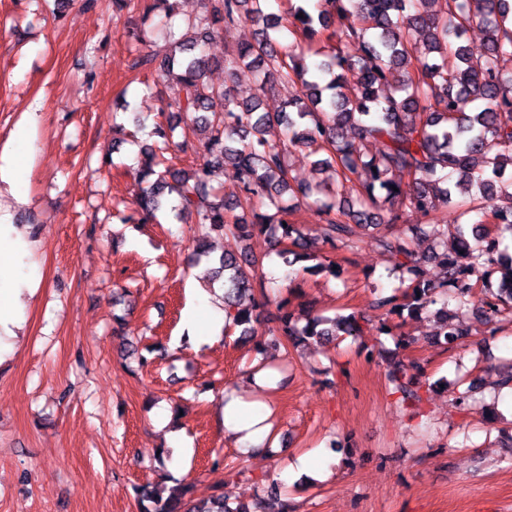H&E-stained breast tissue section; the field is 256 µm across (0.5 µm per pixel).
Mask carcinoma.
<instances>
[{"mask_svg": "<svg viewBox=\"0 0 512 512\" xmlns=\"http://www.w3.org/2000/svg\"><path fill=\"white\" fill-rule=\"evenodd\" d=\"M177 0H153L146 12H159L165 46L138 61V65L173 76L180 85L174 110L156 115L152 143L139 145L137 173L146 188L139 208L144 218L167 208L179 216L196 212V256L209 254L213 232L236 234L244 240L254 230L279 234V243H291L294 265L303 258V235L288 222L283 196L313 199L325 215L324 239L350 241L354 225L396 224L409 211L422 217L435 214L439 204L452 203V177L470 186L462 215L475 214L471 227L456 225L453 251L420 257L386 236L376 245L404 255L399 285L390 295H379L376 305L390 315L419 317L439 304L442 326L436 335L454 343L469 335L473 320L493 323L501 308L512 309V254L503 240L487 230L500 224L512 231V73L502 64L512 62V0H316L312 14L298 5L282 16L269 11L270 0H205V11L184 16ZM254 27L252 39L239 45L237 62L259 72L257 96L237 99L231 89L214 85L207 77L216 61L207 47L221 32L242 21ZM483 29L486 52L473 58L464 39L473 26ZM427 42L419 54L418 38ZM354 46L358 54L351 55ZM302 82L300 93L277 112L261 110V96L277 87ZM224 102L211 112L214 101ZM196 115L205 138V157L186 170L166 157L169 132L177 117ZM280 130L273 141L269 133ZM380 145L368 156L353 148L348 135ZM302 146L325 157L316 165L336 171L340 186L292 185L286 153ZM231 171L233 189L211 184L214 169ZM397 174L412 178L414 192L407 200L393 190ZM261 200L265 211L256 224L234 217L236 191ZM436 261L443 276L427 277L426 264ZM506 264L509 275L496 289L486 275L492 266ZM256 256L245 250L224 253L216 277L224 279L227 324L248 336L252 310L237 303L238 296L259 288L250 270ZM481 292H476V288ZM269 333L291 341L329 342L338 334L363 335L353 314L332 320L309 319L299 326L289 301L283 298L267 311ZM425 370L420 363H393L386 373L389 392L408 408L423 401ZM190 485L177 483L157 489L136 488L140 512H260L234 504L225 489L209 506L190 499Z\"/></svg>", "mask_w": 512, "mask_h": 512, "instance_id": "obj_1", "label": "carcinoma"}]
</instances>
